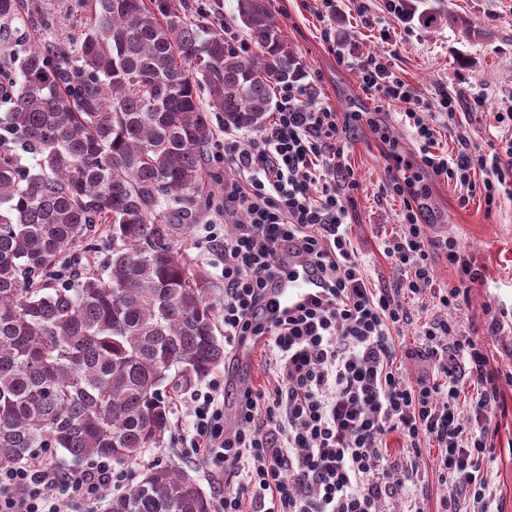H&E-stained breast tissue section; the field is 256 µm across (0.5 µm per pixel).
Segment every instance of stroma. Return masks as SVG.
Listing matches in <instances>:
<instances>
[{
	"instance_id": "obj_1",
	"label": "stroma",
	"mask_w": 512,
	"mask_h": 512,
	"mask_svg": "<svg viewBox=\"0 0 512 512\" xmlns=\"http://www.w3.org/2000/svg\"><path fill=\"white\" fill-rule=\"evenodd\" d=\"M414 31L403 46L397 62L399 70L427 103H435L441 88L458 92L460 118L476 135L493 131L495 136H512V127H494L491 108L512 102V0H412ZM270 8L283 33L294 48L305 70L315 76L319 100L331 103L340 112H359V121L348 144V163L359 181L356 207L349 218L350 237L362 256L372 287L390 288L398 273L381 252L383 234L395 231L402 209L400 199L387 196L383 187L388 179V161L382 136L398 141L408 154L416 145L399 105L377 107L361 89L356 72L346 70L323 42L309 0H270ZM487 98L484 112L472 108L473 95ZM427 186L424 214L433 239L456 238L483 273L482 282L472 286L468 307L458 319L500 317L496 336L487 337L485 347L492 364L512 363V201L486 211L479 198L460 204L457 191L444 178L425 175ZM215 210L203 208L190 226L184 246L194 267L208 282L206 299L218 305L224 297L221 269L212 264L201 242L200 224L214 219ZM506 412L498 416L495 460L487 470L489 492L501 500L505 512H512V387L504 392ZM171 431L161 447L150 448L128 464L137 474L151 465L171 464L194 478L209 502H216L228 485L225 474L209 473L205 466L185 450L178 424L182 414L172 411ZM386 453L399 463L415 462L419 468L418 496L425 512H439L441 502L455 495L461 512H473L468 492L451 491L437 478L431 455L412 458L398 433L385 438Z\"/></svg>"
}]
</instances>
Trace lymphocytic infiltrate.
Wrapping results in <instances>:
<instances>
[{
  "label": "lymphocytic infiltrate",
  "mask_w": 512,
  "mask_h": 512,
  "mask_svg": "<svg viewBox=\"0 0 512 512\" xmlns=\"http://www.w3.org/2000/svg\"><path fill=\"white\" fill-rule=\"evenodd\" d=\"M320 36L339 65L357 71L363 91L380 103L405 104V120L419 151L408 161L389 140L391 176L384 191L401 198L398 229L383 239V253L400 278L395 287L368 285L365 264L353 245L347 219L359 182L345 150L361 113L340 116L312 99L305 83L288 82L275 92V108L253 137L224 131V163L237 178L219 183L216 208L233 221L203 225V239L222 265L224 298L217 317L224 342L235 346L263 337L262 358L279 366L271 390L230 392L226 374L184 392L189 451L211 473L232 469L235 482L216 512H383L386 501L407 499V512H423L415 494L414 464H398L382 450L391 432L412 454L436 451L441 482L469 491L476 512H503L487 494L485 463L496 448L502 389L512 370L493 366L484 338L496 335L498 318L461 324L454 314L469 301L481 270L456 238H430L417 200L424 174L446 177L486 209L512 199V139L477 140L457 118L459 98L440 91L425 103L396 68L401 37L412 30L410 0H385L386 17L373 15L367 0H350L362 24L377 28L385 48L355 53L332 24L338 0H313ZM442 114L457 141L456 154L438 151L434 114ZM305 257L322 285L304 302L271 312L284 256ZM444 252L458 272V285L437 289L439 315L415 332L411 348L396 339L410 323L403 298L418 297L431 280V260ZM405 356L426 362L432 376L406 377ZM473 387L467 414L458 401ZM236 398V424L227 428L224 404ZM127 479L123 468L100 456L65 468L46 456L0 467V512H69L70 504L93 507L104 490Z\"/></svg>",
  "instance_id": "1"
}]
</instances>
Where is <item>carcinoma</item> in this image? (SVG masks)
Wrapping results in <instances>:
<instances>
[{
    "mask_svg": "<svg viewBox=\"0 0 512 512\" xmlns=\"http://www.w3.org/2000/svg\"><path fill=\"white\" fill-rule=\"evenodd\" d=\"M73 11L89 21L65 50L43 0H0V467L45 448L123 466L163 444L171 371L224 360L182 248L210 113L257 131L276 87L305 76L267 0H238L249 56L172 0ZM107 512L211 510L189 474L149 466Z\"/></svg>",
    "mask_w": 512,
    "mask_h": 512,
    "instance_id": "carcinoma-1",
    "label": "carcinoma"
}]
</instances>
